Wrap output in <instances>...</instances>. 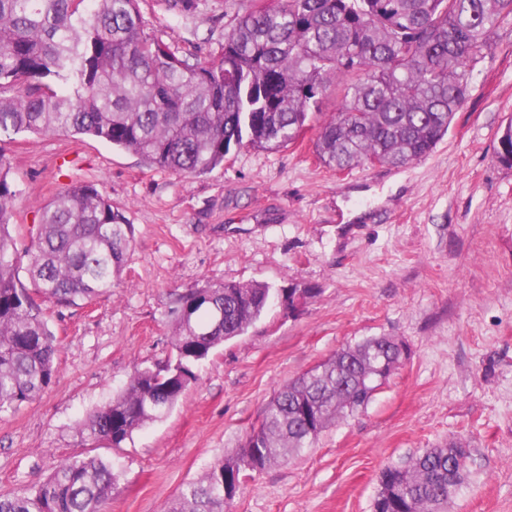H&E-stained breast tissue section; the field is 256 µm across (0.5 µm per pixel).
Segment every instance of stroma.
Returning a JSON list of instances; mask_svg holds the SVG:
<instances>
[{
  "instance_id": "stroma-1",
  "label": "stroma",
  "mask_w": 512,
  "mask_h": 512,
  "mask_svg": "<svg viewBox=\"0 0 512 512\" xmlns=\"http://www.w3.org/2000/svg\"><path fill=\"white\" fill-rule=\"evenodd\" d=\"M240 0L176 11L139 0L147 33L179 54H220ZM512 120V23L500 25L472 92L427 157L339 174L313 131L273 152L244 149L200 176L145 165L108 143L22 134L5 144L20 191L12 234L31 244L41 207L78 180L134 227L111 295L43 303L59 340L57 373L36 400L0 414V496L34 492L68 460L98 457L119 475L106 512H166L188 483L233 455L274 392L372 336L408 356L367 407L315 446L254 474L231 512H372L378 477L455 441L468 481L448 512H512V169L493 153ZM316 289L225 342L162 421L115 448L80 423L135 368L172 355L179 299L203 284Z\"/></svg>"
}]
</instances>
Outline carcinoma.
Segmentation results:
<instances>
[{
  "label": "carcinoma",
  "mask_w": 512,
  "mask_h": 512,
  "mask_svg": "<svg viewBox=\"0 0 512 512\" xmlns=\"http://www.w3.org/2000/svg\"><path fill=\"white\" fill-rule=\"evenodd\" d=\"M508 21L512 0H268L237 13L219 56L192 63L145 33L138 0H0V142L26 133L93 138L151 168L196 175L234 149L278 151L315 127L313 151L331 170L400 167L448 133L492 31ZM331 88L342 110L320 122ZM494 154L512 169V121ZM9 171L0 148V413L33 401L56 373L57 338L34 295L77 306L111 292L133 241V225L77 181L41 208L32 245L19 250ZM283 292L224 283L184 296L173 359L136 370L79 433L119 447L165 418L197 380L194 368ZM400 364L394 338L340 348L275 392L236 455L183 488L167 512H224L233 500L224 484L238 491L313 447L328 426L362 412ZM467 457L450 442L383 468L374 512H447ZM117 482L101 459L67 461L36 492L0 496V512H105Z\"/></svg>",
  "instance_id": "1"
}]
</instances>
